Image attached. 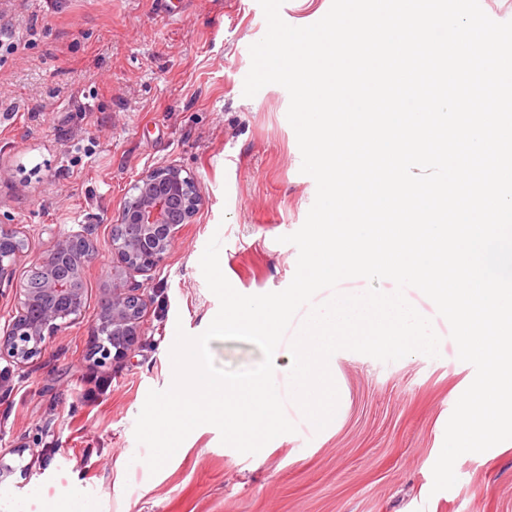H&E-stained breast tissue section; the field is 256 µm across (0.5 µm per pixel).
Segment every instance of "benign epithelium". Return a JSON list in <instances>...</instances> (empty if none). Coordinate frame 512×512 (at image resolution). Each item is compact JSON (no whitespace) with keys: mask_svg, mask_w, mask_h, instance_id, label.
I'll return each instance as SVG.
<instances>
[{"mask_svg":"<svg viewBox=\"0 0 512 512\" xmlns=\"http://www.w3.org/2000/svg\"><path fill=\"white\" fill-rule=\"evenodd\" d=\"M201 193L183 170L160 166L145 172L132 187L112 225L109 288L92 326L90 357L104 367L125 356L141 335L147 309L142 287L133 282L164 259L184 224L199 210ZM26 249L19 228L0 224V297L14 296V312L0 327V360L19 368L42 354L48 340L77 320L84 300L74 282L96 256L84 232L56 239L31 261L26 278L16 281V264Z\"/></svg>","mask_w":512,"mask_h":512,"instance_id":"7a95c632","label":"benign epithelium"}]
</instances>
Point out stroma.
I'll return each instance as SVG.
<instances>
[{
  "label": "stroma",
  "mask_w": 512,
  "mask_h": 512,
  "mask_svg": "<svg viewBox=\"0 0 512 512\" xmlns=\"http://www.w3.org/2000/svg\"><path fill=\"white\" fill-rule=\"evenodd\" d=\"M13 51L0 54V222L20 227L27 256L52 233L84 230L96 249L85 308L25 367L0 361V450L25 472L0 480V512H512V440L459 457L456 484L434 491L446 424L475 369L458 358L448 322L419 290L408 301L431 319L440 355L390 363L341 350L339 391L322 431L286 403L297 430L257 454L196 428L150 473L134 437L149 390L173 383L177 329L201 334L218 312L199 261L219 236L224 275L240 293L291 283L296 232L315 200L277 84L245 97L250 46L267 24L257 0H0ZM174 165L203 198L163 262L138 276L148 297L142 335L88 387L92 326L108 286L112 219L145 171ZM215 364L258 365L250 342L214 340Z\"/></svg>",
  "instance_id": "obj_1"
}]
</instances>
